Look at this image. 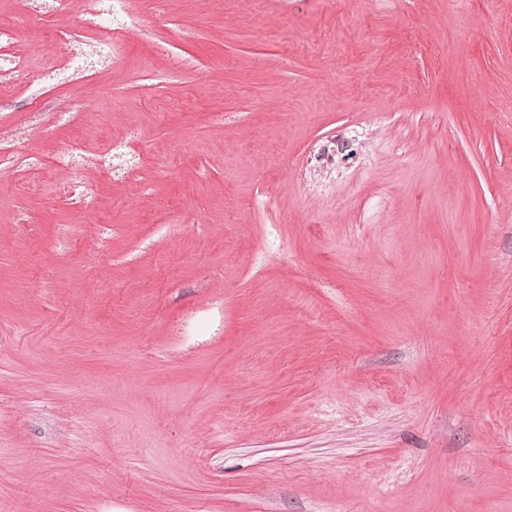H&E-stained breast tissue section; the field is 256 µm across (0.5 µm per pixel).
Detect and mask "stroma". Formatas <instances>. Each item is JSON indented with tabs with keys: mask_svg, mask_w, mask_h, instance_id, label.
<instances>
[{
	"mask_svg": "<svg viewBox=\"0 0 512 512\" xmlns=\"http://www.w3.org/2000/svg\"><path fill=\"white\" fill-rule=\"evenodd\" d=\"M128 15L0 81V512H512V0ZM121 28H106L95 25L90 28L88 33L84 35L90 43H92L96 49V53L99 56H114L119 47L123 44ZM2 55L3 58H1L0 67L3 62L6 66V69H4L5 74L17 85H27L34 81L43 83L54 81L60 70L59 57L52 58L37 72H34L19 59L17 60L15 56H11L8 53H3Z\"/></svg>",
	"mask_w": 512,
	"mask_h": 512,
	"instance_id": "1",
	"label": "stroma"
}]
</instances>
